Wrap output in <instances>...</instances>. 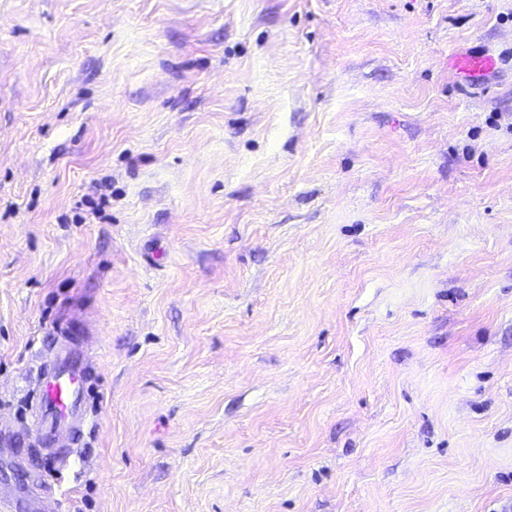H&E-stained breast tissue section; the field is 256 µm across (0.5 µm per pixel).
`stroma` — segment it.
Masks as SVG:
<instances>
[{
  "mask_svg": "<svg viewBox=\"0 0 512 512\" xmlns=\"http://www.w3.org/2000/svg\"><path fill=\"white\" fill-rule=\"evenodd\" d=\"M62 324L50 512H512V0H0L15 431ZM69 334L61 329L50 369L37 376L38 394L29 420L31 432L41 443L39 449L61 467L70 464V454L58 448L60 441L86 422L85 392L91 378L87 358Z\"/></svg>",
  "mask_w": 512,
  "mask_h": 512,
  "instance_id": "stroma-1",
  "label": "stroma"
}]
</instances>
